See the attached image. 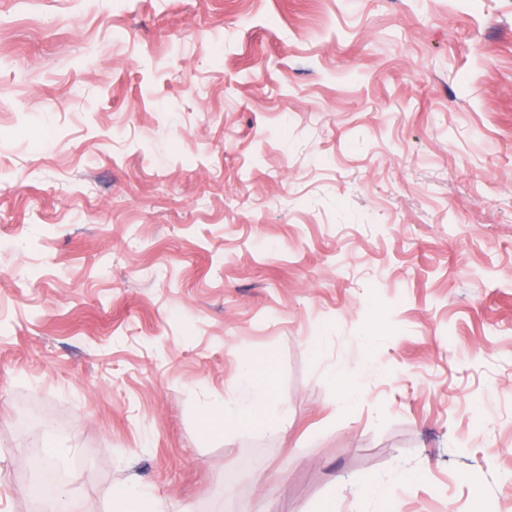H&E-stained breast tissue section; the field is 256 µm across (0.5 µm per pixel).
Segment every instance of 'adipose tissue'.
<instances>
[{"label":"adipose tissue","mask_w":512,"mask_h":512,"mask_svg":"<svg viewBox=\"0 0 512 512\" xmlns=\"http://www.w3.org/2000/svg\"><path fill=\"white\" fill-rule=\"evenodd\" d=\"M270 369L269 362H250L242 368V379L248 387L239 396L225 399L216 405L204 408L205 415L211 419L215 427H223L243 419L259 424L263 429L274 431L278 428L276 419L268 412L269 396L267 393L255 390L253 381L265 376Z\"/></svg>","instance_id":"ef3b65f1"}]
</instances>
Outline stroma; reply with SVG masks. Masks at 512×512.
<instances>
[{
    "mask_svg": "<svg viewBox=\"0 0 512 512\" xmlns=\"http://www.w3.org/2000/svg\"><path fill=\"white\" fill-rule=\"evenodd\" d=\"M39 451L78 512H512V0H0V512ZM270 369V361L250 362L242 368V379L248 386L244 393L232 398H224V403L207 405L203 413L211 419L215 427L224 428V423H234L248 419L259 424L262 429H278L277 420L268 413L269 395L253 388L252 382L265 376ZM114 512L152 511L162 512L161 501L157 500L151 491L139 485H129L118 493L113 502ZM138 506H145L148 510H135Z\"/></svg>",
    "mask_w": 512,
    "mask_h": 512,
    "instance_id": "obj_1",
    "label": "stroma"
}]
</instances>
